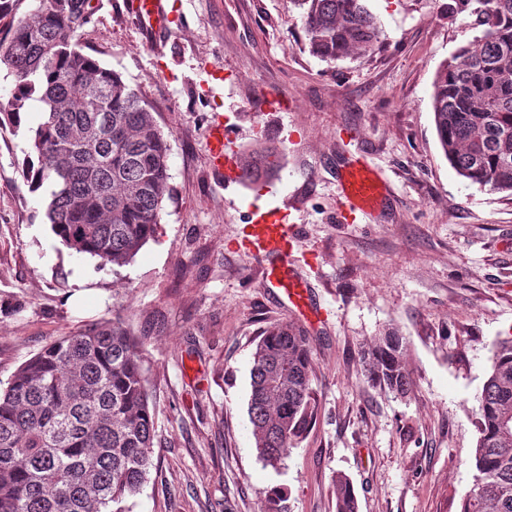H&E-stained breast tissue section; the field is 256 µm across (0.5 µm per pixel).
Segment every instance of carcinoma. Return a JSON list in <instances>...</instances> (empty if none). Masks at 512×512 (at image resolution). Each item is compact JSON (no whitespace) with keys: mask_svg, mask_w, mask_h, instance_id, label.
Returning a JSON list of instances; mask_svg holds the SVG:
<instances>
[{"mask_svg":"<svg viewBox=\"0 0 512 512\" xmlns=\"http://www.w3.org/2000/svg\"><path fill=\"white\" fill-rule=\"evenodd\" d=\"M0 0V70L15 91L0 103V129L21 128L28 103L41 104L28 127L24 160L30 191L42 188L46 223L60 243L97 265L121 267L155 237L171 197L169 144L141 93L84 52L80 31L93 0ZM302 10L310 53L336 62L381 40L364 0H289ZM474 17L472 42L436 73L435 129L458 176L512 196V0H452ZM483 130L482 140L473 138ZM266 177L283 150L259 142ZM403 337L387 331L362 349L372 386L405 398ZM312 347L293 321L267 329L250 368L247 415L258 461L276 468L310 416ZM475 484L461 512H512V339L493 355L479 396ZM155 401L137 339L120 319L60 337L23 363L0 388V512H132L152 466ZM336 512H357L349 480L334 478Z\"/></svg>","mask_w":512,"mask_h":512,"instance_id":"carcinoma-1","label":"carcinoma"}]
</instances>
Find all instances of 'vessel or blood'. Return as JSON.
<instances>
[{
	"label": "vessel or blood",
	"instance_id": "obj_1",
	"mask_svg": "<svg viewBox=\"0 0 512 512\" xmlns=\"http://www.w3.org/2000/svg\"><path fill=\"white\" fill-rule=\"evenodd\" d=\"M125 6L147 31L170 27L172 18L165 0H126ZM207 146L210 164L225 185L240 183L242 162L229 124L221 114H214L210 120ZM337 186L342 214L354 218L375 216L389 201L386 178L361 156L350 158L340 166ZM290 215L286 207L254 211L235 245L264 263L265 287L283 297L286 305L317 321L321 314L312 303L310 289L305 279L293 270L298 227L290 223Z\"/></svg>",
	"mask_w": 512,
	"mask_h": 512
}]
</instances>
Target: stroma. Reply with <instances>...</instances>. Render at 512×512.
<instances>
[{"label":"stroma","mask_w":512,"mask_h":512,"mask_svg":"<svg viewBox=\"0 0 512 512\" xmlns=\"http://www.w3.org/2000/svg\"><path fill=\"white\" fill-rule=\"evenodd\" d=\"M85 52L137 88L170 146L173 196L156 239L121 267L71 253L30 192L25 132L0 130V382L52 341L121 317L138 338L156 397L149 479L133 512H335L345 474L358 512H460L472 490L478 396L512 337V197L459 177L431 107L441 63L476 34L449 0H368L384 38L368 56H312L288 0H167L173 30L147 37L124 0H94ZM276 95L284 110L260 109ZM242 161L258 137L285 168L265 195L224 187L207 149L212 112ZM363 156L392 206L344 223L336 165ZM291 208L297 264L326 318L306 323L312 416L280 469L256 459L247 405L264 330L290 320L260 264L235 249L253 206ZM405 337L413 391L373 388L360 352Z\"/></svg>","instance_id":"stroma-1"}]
</instances>
